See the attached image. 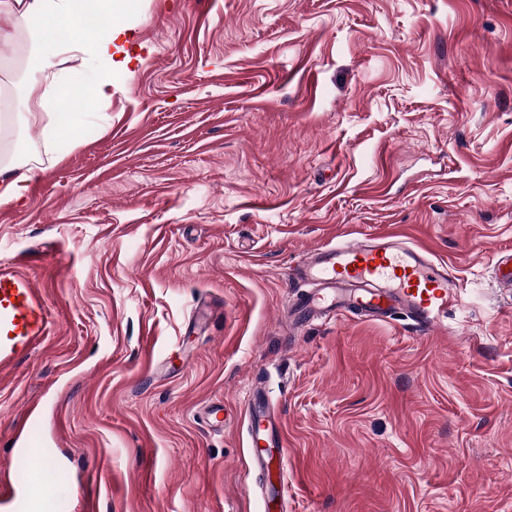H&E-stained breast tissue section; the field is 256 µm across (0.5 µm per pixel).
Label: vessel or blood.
<instances>
[{
	"mask_svg": "<svg viewBox=\"0 0 512 512\" xmlns=\"http://www.w3.org/2000/svg\"><path fill=\"white\" fill-rule=\"evenodd\" d=\"M305 286L288 307L289 325L339 315L388 323L405 318L414 332L432 334L444 326L454 300L446 264L396 231L362 241L329 242L309 251L296 267ZM51 314L31 278L0 268V367L40 345ZM246 450L259 479L255 490L263 512H283L288 499L287 448L279 414L260 389L244 404ZM0 499L20 505L37 502L51 508L47 484L19 488L0 485Z\"/></svg>",
	"mask_w": 512,
	"mask_h": 512,
	"instance_id": "obj_1",
	"label": "vessel or blood"
}]
</instances>
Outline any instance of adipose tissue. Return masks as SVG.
Returning a JSON list of instances; mask_svg holds the SVG:
<instances>
[{
  "mask_svg": "<svg viewBox=\"0 0 512 512\" xmlns=\"http://www.w3.org/2000/svg\"><path fill=\"white\" fill-rule=\"evenodd\" d=\"M124 7V0H7L5 8H0V18L25 26L32 75L24 94V114L29 120L50 116V140L73 131L75 120L89 104L86 91L96 90L98 109L108 107L107 74L100 65L112 60L120 35L113 16ZM89 22L95 38L87 46L78 33ZM74 52L81 55L76 67L68 64Z\"/></svg>",
  "mask_w": 512,
  "mask_h": 512,
  "instance_id": "obj_1",
  "label": "adipose tissue"
}]
</instances>
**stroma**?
<instances>
[{
	"label": "stroma",
	"instance_id": "stroma-1",
	"mask_svg": "<svg viewBox=\"0 0 512 512\" xmlns=\"http://www.w3.org/2000/svg\"><path fill=\"white\" fill-rule=\"evenodd\" d=\"M116 23L107 109L50 145L10 117L26 34L0 36V164L31 173L0 266L53 316L0 367V480L42 458L54 512H260L259 382L288 512H512V0H128ZM389 229L447 262V333L289 332L297 260ZM243 414L247 457L251 469L259 475L255 491L261 500L262 512L287 511V448L280 416L259 387L249 393Z\"/></svg>",
	"mask_w": 512,
	"mask_h": 512
}]
</instances>
